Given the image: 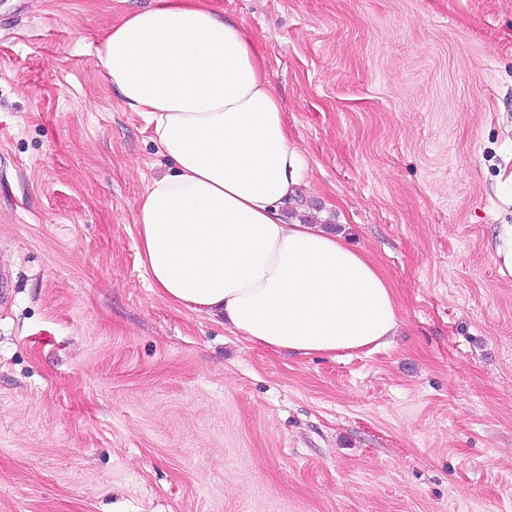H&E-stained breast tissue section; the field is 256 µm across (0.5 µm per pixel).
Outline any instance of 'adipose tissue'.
I'll return each instance as SVG.
<instances>
[{"instance_id":"1","label":"adipose tissue","mask_w":512,"mask_h":512,"mask_svg":"<svg viewBox=\"0 0 512 512\" xmlns=\"http://www.w3.org/2000/svg\"><path fill=\"white\" fill-rule=\"evenodd\" d=\"M94 51L174 164L136 216L139 259L162 299L302 356L393 335L396 293L377 265L322 225L287 216L307 166L241 24L205 0H153Z\"/></svg>"}]
</instances>
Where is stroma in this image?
I'll use <instances>...</instances> for the list:
<instances>
[{"instance_id": "stroma-1", "label": "stroma", "mask_w": 512, "mask_h": 512, "mask_svg": "<svg viewBox=\"0 0 512 512\" xmlns=\"http://www.w3.org/2000/svg\"><path fill=\"white\" fill-rule=\"evenodd\" d=\"M207 2L399 330L298 356L155 294L173 165L94 55L151 0H0V512H512V0Z\"/></svg>"}]
</instances>
